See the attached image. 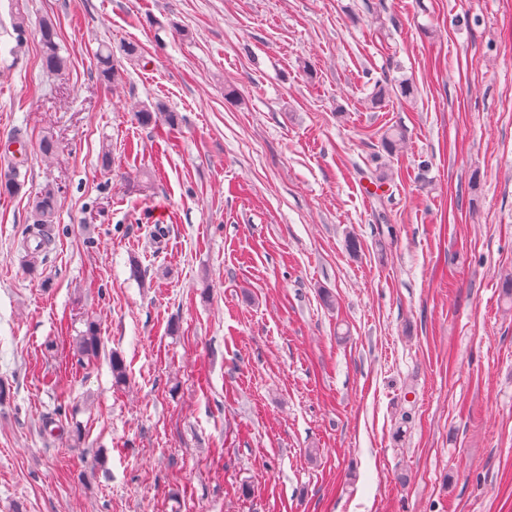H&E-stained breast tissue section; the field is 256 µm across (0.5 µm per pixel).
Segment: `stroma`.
Returning a JSON list of instances; mask_svg holds the SVG:
<instances>
[{
  "label": "stroma",
  "mask_w": 512,
  "mask_h": 512,
  "mask_svg": "<svg viewBox=\"0 0 512 512\" xmlns=\"http://www.w3.org/2000/svg\"><path fill=\"white\" fill-rule=\"evenodd\" d=\"M16 132L0 512H512V0H0ZM38 36L43 70L53 75L64 73L68 68V59L61 54L60 46L56 41L58 39L56 24L50 18L41 22ZM95 62L98 75L106 87L120 79V73L112 61V50L108 46L101 45L98 48L95 53ZM58 194L59 189L53 184H48L40 191L39 195L36 196L32 204L30 221L33 225L32 232L34 233L33 237L35 238L36 245L34 249H32L26 241V244H23V248L26 252L24 262L29 270L33 272L38 266V257L43 251V245L49 238V231L47 229L51 224H54ZM85 327L78 338L79 351L88 357H98L102 349L99 325L95 320L87 319Z\"/></svg>",
  "instance_id": "stroma-1"
}]
</instances>
